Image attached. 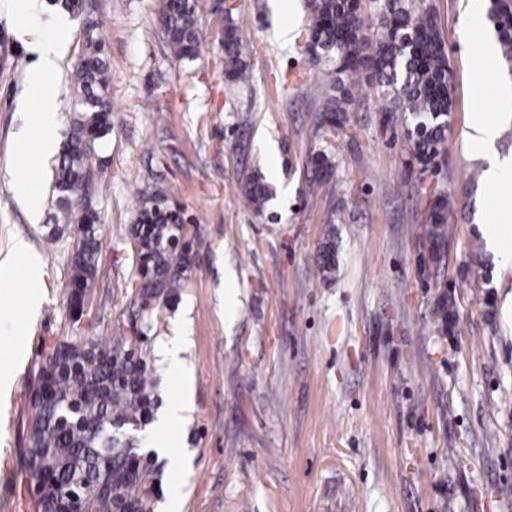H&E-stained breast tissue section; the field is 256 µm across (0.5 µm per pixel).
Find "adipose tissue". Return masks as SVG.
Listing matches in <instances>:
<instances>
[{"mask_svg": "<svg viewBox=\"0 0 512 512\" xmlns=\"http://www.w3.org/2000/svg\"><path fill=\"white\" fill-rule=\"evenodd\" d=\"M39 0H10L11 17H24L23 26L17 27L19 39L27 42L33 60L29 66L26 97L29 106L36 110V121L41 129L39 151L54 154L62 145L58 130L59 105L52 91V78L57 75L59 63L65 56L69 33L61 26L45 33L37 25Z\"/></svg>", "mask_w": 512, "mask_h": 512, "instance_id": "adipose-tissue-1", "label": "adipose tissue"}]
</instances>
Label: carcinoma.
<instances>
[{
  "instance_id": "1",
  "label": "carcinoma",
  "mask_w": 512,
  "mask_h": 512,
  "mask_svg": "<svg viewBox=\"0 0 512 512\" xmlns=\"http://www.w3.org/2000/svg\"><path fill=\"white\" fill-rule=\"evenodd\" d=\"M312 25L307 46L320 64L336 71L373 70L377 87L390 102L391 120L404 113L416 161L426 167L451 123L452 86L448 55L436 18L416 13L406 0H384L375 40L364 34L360 0H310ZM487 16L506 61H512V0H490ZM167 44L179 60L200 45L198 0H164ZM243 46L236 29H224V63L244 78ZM73 112L55 167L52 197L58 214L48 238L69 234L70 310L84 315L85 294L96 278L101 251L96 205L89 180L92 160L112 130L109 76L103 46L87 35L83 58L70 79ZM138 223L128 228L137 245V285L154 291L158 303L175 301L192 270V245L181 240V218L168 209L164 190L139 192ZM247 199L263 205L269 188L253 177ZM450 202L437 200L428 215L434 250L445 242ZM320 270L336 271V247L326 242ZM155 306L141 315L143 328L108 341H59L40 361L28 385L30 417L25 469L34 487L36 512H153L151 497L138 493V482L153 475L151 461L134 450L131 431L148 425L157 403L153 368L146 349L157 319Z\"/></svg>"
}]
</instances>
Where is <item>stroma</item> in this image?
Segmentation results:
<instances>
[{"mask_svg": "<svg viewBox=\"0 0 512 512\" xmlns=\"http://www.w3.org/2000/svg\"><path fill=\"white\" fill-rule=\"evenodd\" d=\"M195 59L170 53L162 0H92L71 16V46L53 84L59 121L72 109L70 77L84 31L105 45L112 131L103 141L97 212L101 252L80 320L67 307L70 237L48 242L54 212H27L25 179L48 191L52 160L16 164V134L40 130L22 90L31 62L0 13V260L24 240L47 276L36 312L26 274L0 278V512L31 500L24 467L30 378L48 348L77 337L131 332L137 317L133 252L139 190L171 193L189 227L195 264L177 303L149 332L159 406L186 401L185 421L139 430L162 503L180 487L179 512H512V268L481 229L511 207L484 178L470 112L495 114L512 65L472 62L486 16L461 41L468 0H407L432 8L454 74L453 112L428 167L412 157L404 123L367 74L327 83L305 45L312 19L295 0V40L278 36L281 0H199ZM233 23L246 79L224 69ZM347 100L331 144L319 135L328 97ZM326 152L332 165L311 164ZM263 175L271 197L250 203ZM453 199L448 240L432 262V197ZM336 241V271L320 250Z\"/></svg>", "mask_w": 512, "mask_h": 512, "instance_id": "stroma-1", "label": "stroma"}]
</instances>
